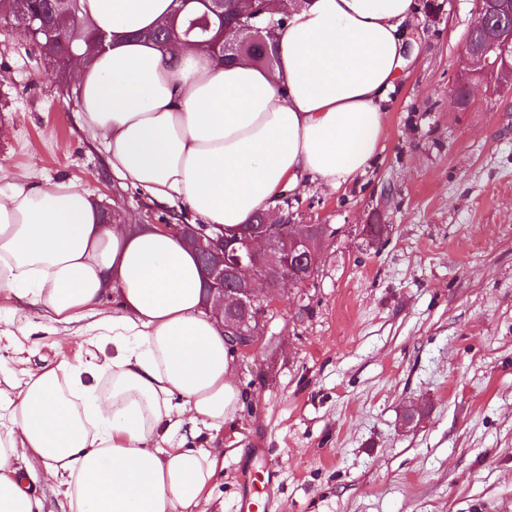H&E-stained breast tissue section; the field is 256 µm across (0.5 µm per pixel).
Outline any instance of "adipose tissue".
I'll return each instance as SVG.
<instances>
[{"mask_svg":"<svg viewBox=\"0 0 512 512\" xmlns=\"http://www.w3.org/2000/svg\"><path fill=\"white\" fill-rule=\"evenodd\" d=\"M175 7L80 0L108 41L72 65L76 119L116 179L224 228L276 214L281 189L304 177L335 189L364 171L414 0H298L270 68L146 39ZM201 281L180 235L103 223L86 190L0 187V291L112 339L107 361L94 340L88 361L0 388V512H47L39 483L64 512H207L218 459L191 442L233 420L244 393ZM101 367L112 371L103 394L84 381ZM174 438L180 447H161Z\"/></svg>","mask_w":512,"mask_h":512,"instance_id":"obj_1","label":"adipose tissue"}]
</instances>
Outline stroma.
Wrapping results in <instances>:
<instances>
[{
    "instance_id": "stroma-1",
    "label": "stroma",
    "mask_w": 512,
    "mask_h": 512,
    "mask_svg": "<svg viewBox=\"0 0 512 512\" xmlns=\"http://www.w3.org/2000/svg\"><path fill=\"white\" fill-rule=\"evenodd\" d=\"M416 3L370 165L279 198L282 223L328 236L315 274L235 357L245 403L214 444L210 512H236L241 467L267 465L270 512H512V85L474 86L457 107L473 0ZM78 109L33 44L0 27V185L69 180L113 221L195 223L115 179ZM87 348L75 328L0 335V372L76 365ZM412 406L424 420L407 429Z\"/></svg>"
}]
</instances>
